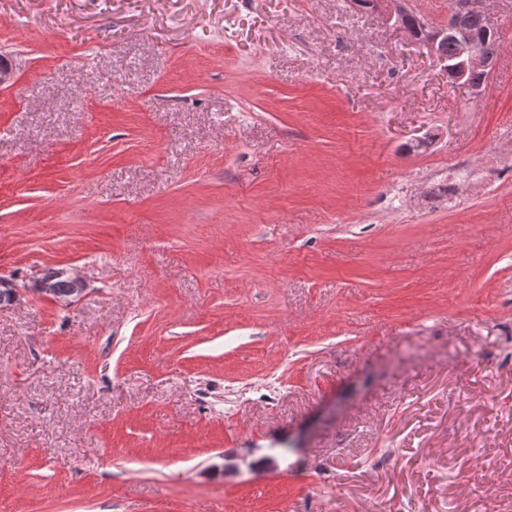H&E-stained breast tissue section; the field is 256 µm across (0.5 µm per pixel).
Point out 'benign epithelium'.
Masks as SVG:
<instances>
[{
	"mask_svg": "<svg viewBox=\"0 0 512 512\" xmlns=\"http://www.w3.org/2000/svg\"><path fill=\"white\" fill-rule=\"evenodd\" d=\"M408 0H371L374 10L383 14L387 24L401 32L406 31V23L415 11L406 6ZM420 29L416 44L427 54L442 63V45L448 38L453 40L454 63L451 81L455 86L473 97L480 96L486 83L476 82L473 75L482 73L491 76L495 67V57L483 49L484 39L493 32V26L486 18L483 0H453L448 9V23L434 26L423 16H418ZM61 273L68 278L71 290L65 297L54 288V280L45 277L39 280L37 287L20 288L11 281L1 278L0 285L8 293L0 295V308L13 307L31 294L49 299L62 308H69L83 299L88 290V280L83 274L69 269Z\"/></svg>",
	"mask_w": 512,
	"mask_h": 512,
	"instance_id": "obj_1",
	"label": "benign epithelium"
}]
</instances>
